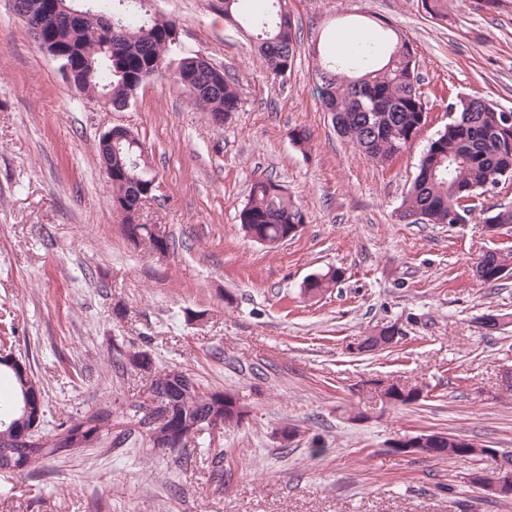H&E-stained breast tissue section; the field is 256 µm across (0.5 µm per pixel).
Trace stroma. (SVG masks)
Listing matches in <instances>:
<instances>
[{"instance_id":"stroma-1","label":"stroma","mask_w":512,"mask_h":512,"mask_svg":"<svg viewBox=\"0 0 512 512\" xmlns=\"http://www.w3.org/2000/svg\"><path fill=\"white\" fill-rule=\"evenodd\" d=\"M297 57L269 75L224 0H149L176 19L184 51L236 77L242 105L223 125L173 81L151 80L116 111L63 80L11 0H0V345L39 378L45 427L60 412L138 403L144 381L115 371V346L148 350L199 384L244 395L242 426L202 432L186 447L88 448L25 477L0 470V512H512V497L474 488L487 461L400 457L388 442L445 431L512 451V277L480 282L487 250H512L480 220L410 224L399 207L419 159L448 122L447 105L478 96L512 108V0H288ZM385 22L417 53L428 123L387 164L337 134L317 95L311 50L344 26ZM131 130L158 176L142 221L172 234L168 256L123 237L100 161L101 135ZM306 128L307 150L291 141ZM271 178L301 203L302 231L277 248L238 220L251 184ZM343 276L317 298L303 280ZM506 316L490 333L483 314ZM398 324L392 350L349 347ZM389 377L424 391L412 406L364 391ZM364 412L361 421L354 412ZM296 426L289 446L279 428ZM224 455V481L211 476Z\"/></svg>"}]
</instances>
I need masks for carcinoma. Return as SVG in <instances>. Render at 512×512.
Instances as JSON below:
<instances>
[{
	"label": "carcinoma",
	"mask_w": 512,
	"mask_h": 512,
	"mask_svg": "<svg viewBox=\"0 0 512 512\" xmlns=\"http://www.w3.org/2000/svg\"><path fill=\"white\" fill-rule=\"evenodd\" d=\"M251 0H224V17L256 24L258 51L273 77L291 70L296 55V24L283 15L282 0H267L268 16L257 18ZM15 5L34 11L44 39L68 47V61L81 76L78 89L90 98L121 105L130 102L143 82L172 79L195 99L215 120L229 118L242 104L240 85L223 70L209 65L196 54L182 51L172 40L178 28L173 19L158 18L132 0H94L87 9L76 0H15ZM410 41L388 26L375 36L353 42L338 60L324 54V76L319 78V99L331 114L336 131L368 158L379 164L389 162L411 144L426 123V107L420 92L417 60L404 52ZM454 113L444 130L437 133L421 155L418 171L401 205L400 217L421 213L426 224H466L475 205L470 200L499 182L512 179V122L506 110L476 96L459 97L448 103ZM144 146L126 140L112 147V197L137 200L136 185L147 182L153 172ZM484 224L493 231L498 224H512V209L485 210ZM244 232L254 233L274 248L296 224L305 223L302 208L275 181L258 179L251 185L239 215ZM126 238L137 236L152 252L174 247L170 234L154 238L147 224H125ZM482 281L494 283L512 275V252H484L476 264ZM342 273L330 269L303 282V291L320 294L335 287ZM116 359L145 373L152 388L167 398L171 407L167 424L177 432L196 434L201 418L224 417L228 402L249 409L246 398L233 389L212 391L195 382L179 366L159 370L146 351L115 348ZM0 448L11 449L17 470L34 473L54 456L77 455L101 444L109 446L141 442L155 449L151 437L140 433L145 422L144 404L123 416L122 441L112 438V409L108 406L68 415L45 432L36 448L17 445L19 430L33 417L45 415L48 405L40 380L28 369L0 361ZM379 400L410 405L422 397L415 388L392 386L384 391L369 388ZM442 457L465 461L464 447L473 440L450 435Z\"/></svg>",
	"instance_id": "1"
}]
</instances>
